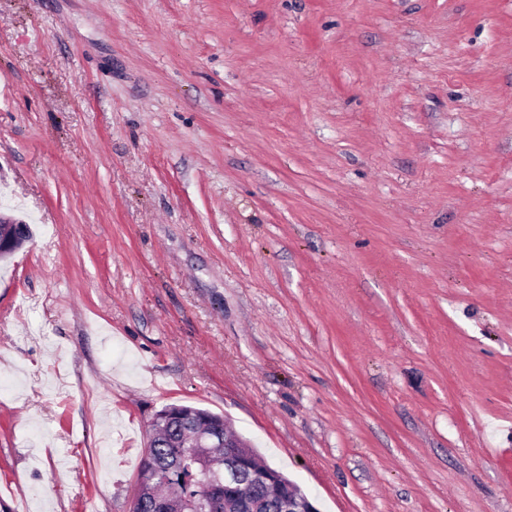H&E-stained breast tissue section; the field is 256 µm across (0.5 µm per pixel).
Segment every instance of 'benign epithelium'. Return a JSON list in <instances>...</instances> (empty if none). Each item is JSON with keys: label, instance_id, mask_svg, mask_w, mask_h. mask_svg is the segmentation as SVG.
<instances>
[{"label": "benign epithelium", "instance_id": "benign-epithelium-1", "mask_svg": "<svg viewBox=\"0 0 512 512\" xmlns=\"http://www.w3.org/2000/svg\"><path fill=\"white\" fill-rule=\"evenodd\" d=\"M23 223L0 214V259L11 257L27 240ZM250 442L224 425L195 428L191 448L199 453L208 448L224 449V503L238 512H257L264 500H273L281 512H319L310 498L282 475L270 468L255 466L247 448Z\"/></svg>", "mask_w": 512, "mask_h": 512}]
</instances>
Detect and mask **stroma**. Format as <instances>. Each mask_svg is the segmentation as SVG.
Here are the masks:
<instances>
[{"label":"stroma","mask_w":512,"mask_h":512,"mask_svg":"<svg viewBox=\"0 0 512 512\" xmlns=\"http://www.w3.org/2000/svg\"><path fill=\"white\" fill-rule=\"evenodd\" d=\"M0 211V512H129L173 403L512 512V0H0ZM27 228L20 221L0 212V259L11 257L27 240Z\"/></svg>","instance_id":"stroma-1"}]
</instances>
